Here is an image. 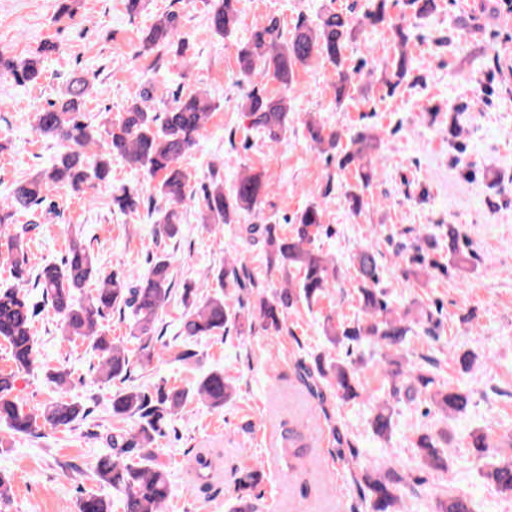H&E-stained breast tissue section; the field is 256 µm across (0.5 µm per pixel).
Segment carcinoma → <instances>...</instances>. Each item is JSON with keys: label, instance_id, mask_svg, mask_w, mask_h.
<instances>
[{"label": "carcinoma", "instance_id": "cac0c4a2", "mask_svg": "<svg viewBox=\"0 0 512 512\" xmlns=\"http://www.w3.org/2000/svg\"><path fill=\"white\" fill-rule=\"evenodd\" d=\"M238 0H214L208 13L213 32L222 37L231 36L239 24ZM387 0H373L372 10L362 21L336 12L323 14L318 23L302 21L283 38L281 25L269 18L252 29L250 38L238 49L240 72L250 77L270 76L281 87L292 85L297 71L321 56L336 67V99L342 100L352 75L357 70L346 67L344 49L353 40L360 26L375 27L386 19ZM177 15L166 13L155 19L143 38L147 52L169 50L175 43ZM403 50L392 63L393 76L398 86L411 70V59L404 47L408 36L398 28L395 31ZM55 50L48 45L39 54L23 58H4L0 55V76H6L20 85H29L41 76V58ZM90 83L83 77L70 81L66 91L34 115V132L43 138L58 141L64 150L47 167L34 175L15 181L6 199L0 200V238L4 239L15 284L0 288V340L6 342L13 368L0 371V425L14 436L33 434L40 427L69 429L86 419V408L74 401L57 399L41 409L28 413L18 405L15 391L21 374L34 372L40 364L32 323L36 306L26 291L28 285L39 289L53 314L58 317L61 335L82 338L99 352L101 362L95 382L109 386L119 381L122 386L112 394V452L96 459L90 470L98 482L122 494V512H163L170 493L167 471L154 460L152 445L167 433V428L190 396L198 395L213 410L224 408L232 395L233 385L220 371L202 376L196 388H149L134 383V366H146L155 358L169 354V360L183 365L194 357L188 347L173 349L162 342L158 330L159 316L174 290L169 257L159 254L150 262L148 270L135 280L114 272L103 277L98 288L82 297L80 292L97 273L90 248L80 239H71L65 257L59 263H46L32 269L29 266L26 230L13 234L6 232L22 213L35 211L46 200L49 192L58 186H67L74 192L110 178L112 161L121 160L143 172L155 182L154 196L145 199L136 189H124L112 196V204L123 213H135L141 206L152 207L154 234L173 239L180 233L181 214L177 207L188 195V175L182 167L185 156L207 130L216 105L200 89L182 93L173 106L160 114L147 105L149 94L134 98L124 115L115 123L94 125L85 117L86 98ZM250 126L259 131L271 144L280 141L288 129L290 106L285 95L269 96L262 88L253 89L242 104ZM309 137L314 148L328 160H336L345 170L363 158H370L380 150V139L368 129L350 137V146L342 144V133L328 131L321 124L308 122ZM269 185L262 173L247 171L236 179L229 193H224V180L214 179L203 189L200 223L207 226L230 224L243 216L260 210ZM324 230L323 213L310 205L301 210L290 232L281 234L276 225L262 227L268 262L278 265L297 280L286 282L271 296L258 295L252 310H245L242 299L235 293L245 290V277L234 265H226L216 276L217 289L203 300L196 299L192 288L183 289L184 312L180 335L184 340L205 336H219L230 331L239 334L252 330L259 322L266 332L279 334L284 329L288 311L300 301L312 305L334 287L336 268L316 245ZM459 228L448 225V256L457 267L468 263L460 245ZM379 253L372 245L361 248L354 257L359 281L358 305L362 317L355 321L325 318L323 333L333 345H360L367 343L382 350V375L388 385V396L376 406L372 420L373 432L380 438L389 437L395 425V405L413 404L422 400L445 417L466 411L469 395L456 382L441 375L440 363L431 357L423 363L407 367L406 345L415 328L436 339L433 329L426 327L432 314L415 310L410 303L400 310L388 302L377 285L381 265ZM433 265L422 249L407 258L405 277L416 280L429 278ZM130 311L133 322L130 338L139 344V356L132 360L129 349L117 344L100 329V321L110 312ZM162 348H156L157 344ZM301 378L309 387L325 382L336 389V396L344 401L365 397L373 399L361 381L360 367L326 355L315 359L314 366L303 368ZM468 447L480 460L488 461L485 476L501 495L512 496V458L496 455L492 440L484 432L468 435ZM448 434L422 433L412 442L414 454L432 471L448 469L445 447ZM219 452L210 448L192 458L196 482L205 485L217 471ZM263 481L258 468L242 472L238 479L237 503L233 512H254L253 491ZM363 499L370 512H403L401 504L407 490L418 486V480L409 475L407 467L395 461L384 468L366 467L358 480ZM12 479L0 470V512H7L12 499ZM77 512H110L109 502L98 494L84 493L77 500ZM435 512H473L471 500L464 494L450 490L436 495Z\"/></svg>", "mask_w": 512, "mask_h": 512}]
</instances>
